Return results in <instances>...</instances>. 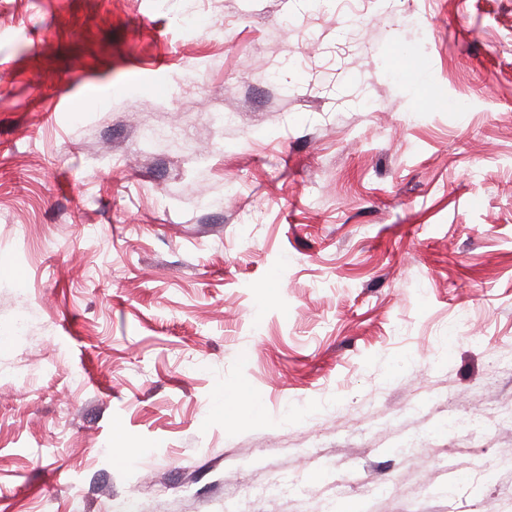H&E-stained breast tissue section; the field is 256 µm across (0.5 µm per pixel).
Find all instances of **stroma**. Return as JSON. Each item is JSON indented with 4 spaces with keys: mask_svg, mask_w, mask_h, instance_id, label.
Instances as JSON below:
<instances>
[{
    "mask_svg": "<svg viewBox=\"0 0 512 512\" xmlns=\"http://www.w3.org/2000/svg\"><path fill=\"white\" fill-rule=\"evenodd\" d=\"M510 409L512 0H0V512H512Z\"/></svg>",
    "mask_w": 512,
    "mask_h": 512,
    "instance_id": "obj_1",
    "label": "stroma"
}]
</instances>
